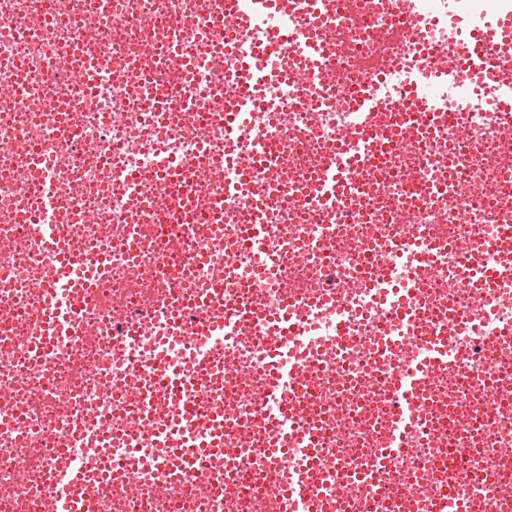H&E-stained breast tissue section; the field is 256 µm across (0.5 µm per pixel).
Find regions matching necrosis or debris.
I'll list each match as a JSON object with an SVG mask.
<instances>
[{
  "mask_svg": "<svg viewBox=\"0 0 512 512\" xmlns=\"http://www.w3.org/2000/svg\"><path fill=\"white\" fill-rule=\"evenodd\" d=\"M285 2L274 20L285 33L274 74L255 79L256 111L235 112L215 104L237 97V55L272 21L250 0L218 36L204 22L203 0H0V512H50L45 487L79 461L91 512H277L262 476L265 417L277 406L255 358L256 327L196 344L154 324L132 340L112 334L145 308H187L210 281L248 282L233 301L254 311L293 303L305 330L288 344L315 347L321 362L290 400L325 450L320 490L339 504L349 489L382 491L373 453L388 445L389 377L379 346L393 325V293L411 285L408 272L431 287L421 297L427 335L477 346L512 320V275L483 299L444 287L463 269L480 276L483 263L466 260V251L508 262L486 252L497 227L512 225V198L502 193L512 177V133L488 129L495 86L449 91L447 111L424 116L396 97L373 128L371 176L349 175L347 203L320 242L323 202L306 181L352 126L329 69L367 65L390 77L434 59L419 52L387 0ZM314 26L332 32L322 59L297 39ZM306 70L314 82H304ZM68 128L82 142L66 141ZM86 144L98 164L85 165ZM33 149L48 164L41 181L28 162ZM267 152L280 159L277 176L242 183L235 156ZM224 153L231 161L203 184L156 176L172 163ZM48 186L56 199L50 221L59 227L51 239L33 220ZM461 209L470 223H458ZM216 224L224 227L219 241ZM423 226L449 245L438 265L421 258ZM394 242L400 275L390 280L375 256ZM63 250L109 257L111 271L79 312L81 342L57 338L37 362L31 352L42 330L30 313L46 288L62 283ZM194 254L204 265L191 267ZM330 286L347 324L341 347L334 314L309 315L303 303ZM481 300L486 311L469 324L444 321V309L467 312ZM161 351L184 377L205 376L211 394L197 412L223 411L215 428L237 451L230 469L213 457L182 468L158 453L141 399L159 388L145 364ZM201 351L219 362L210 373L195 363ZM415 417L406 450L392 461L409 486L425 485L435 450L448 448L444 486L512 512V391L492 396L478 376L441 372Z\"/></svg>",
  "mask_w": 512,
  "mask_h": 512,
  "instance_id": "obj_1",
  "label": "necrosis or debris"
}]
</instances>
